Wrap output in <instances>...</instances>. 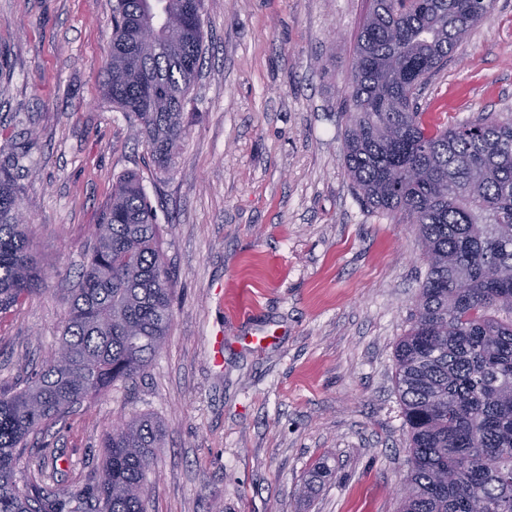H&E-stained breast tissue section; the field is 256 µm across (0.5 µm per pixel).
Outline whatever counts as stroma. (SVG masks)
<instances>
[{
	"instance_id": "stroma-1",
	"label": "stroma",
	"mask_w": 512,
	"mask_h": 512,
	"mask_svg": "<svg viewBox=\"0 0 512 512\" xmlns=\"http://www.w3.org/2000/svg\"><path fill=\"white\" fill-rule=\"evenodd\" d=\"M369 5L204 0L203 65L164 172L101 91L112 0H0V164L47 274L0 312V389L57 344L122 175L158 213L174 288L145 372L31 436L19 482L81 491L112 425L147 415L165 428L147 512H396L410 453L394 353L427 266L415 225L368 208L341 160ZM419 104L433 126L512 118V0H492Z\"/></svg>"
}]
</instances>
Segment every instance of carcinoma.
I'll use <instances>...</instances> for the list:
<instances>
[{
    "label": "carcinoma",
    "mask_w": 512,
    "mask_h": 512,
    "mask_svg": "<svg viewBox=\"0 0 512 512\" xmlns=\"http://www.w3.org/2000/svg\"><path fill=\"white\" fill-rule=\"evenodd\" d=\"M491 0H373L348 83L343 163L372 209L416 226L427 262L410 329L395 350L410 459L400 512H512V120L430 128L420 92ZM153 40L139 38L142 28ZM203 54V0H115L102 85L153 163L166 170ZM20 191L0 167V310L43 287ZM160 225L134 174L112 188L69 299L58 347L32 381L0 391V512H145L163 426L133 416L103 440L101 465L69 500L17 484L30 435L142 374L173 322Z\"/></svg>",
    "instance_id": "obj_1"
}]
</instances>
